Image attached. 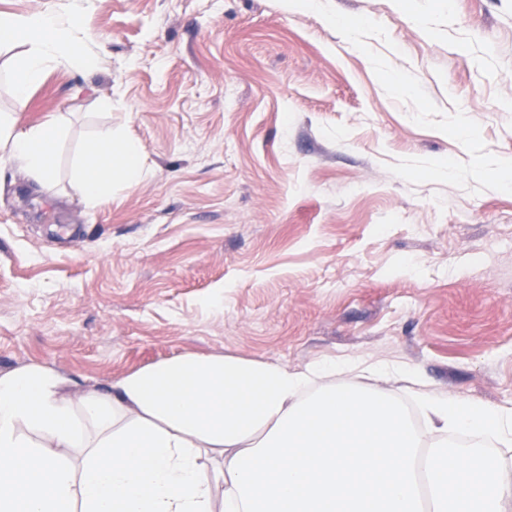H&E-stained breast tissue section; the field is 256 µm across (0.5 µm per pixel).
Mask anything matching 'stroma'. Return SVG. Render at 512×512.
Wrapping results in <instances>:
<instances>
[{
  "mask_svg": "<svg viewBox=\"0 0 512 512\" xmlns=\"http://www.w3.org/2000/svg\"><path fill=\"white\" fill-rule=\"evenodd\" d=\"M106 50L55 68L53 183L0 178V375L79 395L180 356L395 365L512 407V0H94ZM466 110L475 129L452 128ZM145 175L90 206L87 145ZM115 170L130 185L141 179L144 172L143 149L139 142L110 135L87 148L73 178L90 205H98L110 192Z\"/></svg>",
  "mask_w": 512,
  "mask_h": 512,
  "instance_id": "1",
  "label": "stroma"
}]
</instances>
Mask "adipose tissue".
Segmentation results:
<instances>
[{"label":"adipose tissue","mask_w":512,"mask_h":512,"mask_svg":"<svg viewBox=\"0 0 512 512\" xmlns=\"http://www.w3.org/2000/svg\"><path fill=\"white\" fill-rule=\"evenodd\" d=\"M89 3L0 15V45L22 49L10 76L18 104L51 68L96 65L105 45L88 25ZM61 134L55 116L25 128L0 115V165L46 186ZM116 171L131 185L141 179L139 142L91 145L73 178L95 206ZM335 371L183 355L75 399L46 368L0 376V512H512L506 459L448 448L454 429L512 447V408L423 392L434 439L424 454L380 388L418 386L419 376L367 366L370 385H322Z\"/></svg>","instance_id":"1"}]
</instances>
